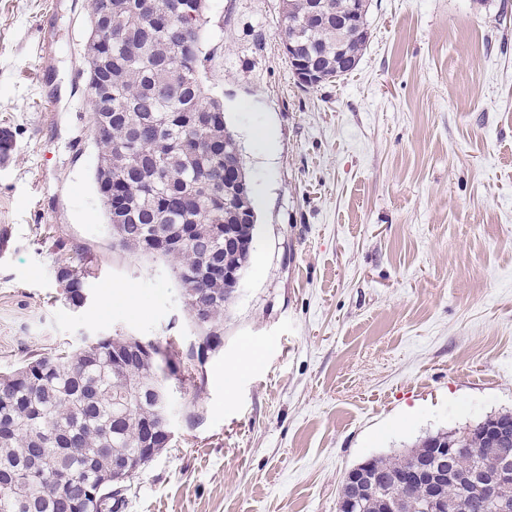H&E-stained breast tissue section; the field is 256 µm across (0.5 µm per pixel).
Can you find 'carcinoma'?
<instances>
[{"label":"carcinoma","instance_id":"obj_1","mask_svg":"<svg viewBox=\"0 0 512 512\" xmlns=\"http://www.w3.org/2000/svg\"><path fill=\"white\" fill-rule=\"evenodd\" d=\"M188 0H93L90 17H105L110 35L90 34L84 53L102 47L106 68L86 69L92 114L110 121L91 134L100 148L95 169L99 195L107 181L121 196L127 220L115 240L126 251L177 260L172 271L184 290L189 310L195 295L206 301L209 321L197 326L203 352L220 346L224 312L232 299L224 290V269L246 271L251 253L224 251V238L212 236L220 224H233L254 212L251 198L224 208V146L235 139L224 123V107L206 96L201 70L205 0H196L192 19L184 17ZM316 17L303 0L283 6L282 39L303 41L326 82L347 75L362 58L371 32H336V8L347 5L369 14V0H326ZM211 114V126L194 131L195 112ZM191 138L196 153L187 157ZM179 228L187 243L176 250L153 245L149 225ZM74 257L58 263L55 274L65 301L85 305L80 290L93 277L92 259L72 248ZM156 361L121 335L100 337L78 347L33 353L19 365L0 371V512H64L72 483L91 491L112 480L118 457L140 460L145 421L151 416ZM487 449L481 465L494 468L488 451L493 440L477 429ZM448 442V432L428 434L405 452L370 457V474L389 477L413 458L431 455L432 443ZM45 455V468L30 475L33 457ZM383 494L402 501L405 512H420L428 491L419 484L380 483ZM450 512H473V496L451 485L441 490Z\"/></svg>","mask_w":512,"mask_h":512}]
</instances>
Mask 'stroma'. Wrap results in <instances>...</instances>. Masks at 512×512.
Returning <instances> with one entry per match:
<instances>
[{
    "label": "stroma",
    "instance_id": "stroma-1",
    "mask_svg": "<svg viewBox=\"0 0 512 512\" xmlns=\"http://www.w3.org/2000/svg\"><path fill=\"white\" fill-rule=\"evenodd\" d=\"M92 0H0V369L197 330L168 261L113 246L94 183ZM204 85L252 187L224 341L169 377L173 438L119 512H336L342 476L512 412V0H371L357 68L301 86L281 0H207ZM95 276L80 310L57 245ZM69 251L76 253V256L67 257L58 263L56 280L63 288L65 301L73 309H79L86 303L83 302L80 290L87 288L89 279L93 277V264L92 259L82 253L79 247L70 248Z\"/></svg>",
    "mask_w": 512,
    "mask_h": 512
}]
</instances>
